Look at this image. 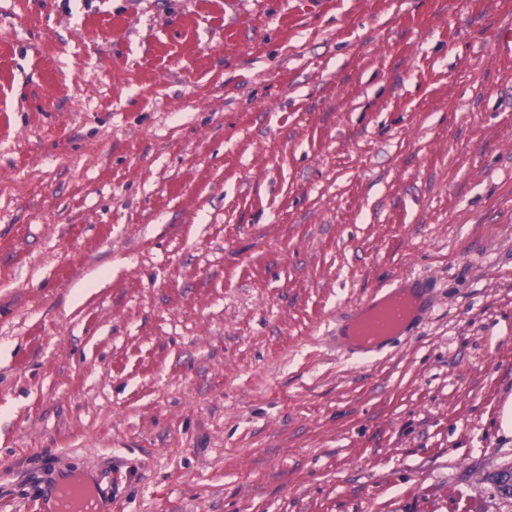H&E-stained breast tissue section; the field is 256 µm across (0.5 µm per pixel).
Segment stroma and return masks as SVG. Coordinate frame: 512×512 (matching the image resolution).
I'll return each instance as SVG.
<instances>
[{
	"label": "stroma",
	"instance_id": "stroma-1",
	"mask_svg": "<svg viewBox=\"0 0 512 512\" xmlns=\"http://www.w3.org/2000/svg\"><path fill=\"white\" fill-rule=\"evenodd\" d=\"M510 23L0 0V512H512ZM410 273V339L324 346ZM403 294H409L413 297L415 300L414 311H417L410 321L407 322L411 315L403 322L402 326L406 322L407 324L398 333L388 336L384 340H396L401 336L410 334L414 328L427 318L434 303L431 288H429L427 279L414 274H407L403 276L401 278V284L397 288L374 289L367 300L355 305L350 311L342 315V317L337 321L336 336H327L325 343L335 349L336 354H345L347 356L361 354L368 350L377 348L378 344L368 349H361L350 344L346 338H348L352 325L361 317L366 309L389 297H396Z\"/></svg>",
	"mask_w": 512,
	"mask_h": 512
}]
</instances>
